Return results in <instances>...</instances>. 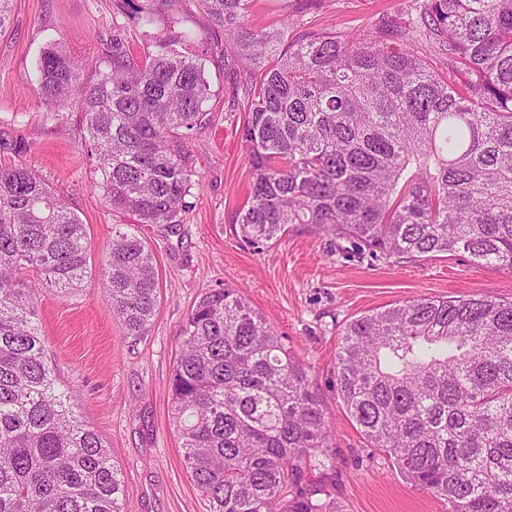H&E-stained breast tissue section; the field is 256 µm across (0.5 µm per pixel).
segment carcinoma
I'll return each instance as SVG.
<instances>
[{
  "label": "carcinoma",
  "mask_w": 512,
  "mask_h": 512,
  "mask_svg": "<svg viewBox=\"0 0 512 512\" xmlns=\"http://www.w3.org/2000/svg\"><path fill=\"white\" fill-rule=\"evenodd\" d=\"M180 0H143L140 24ZM209 27L172 31L134 57L122 32L93 82L59 43L37 61L38 96L79 113L97 186L140 224L184 223L185 140L210 121L203 54L222 46L248 117L251 193L242 239L291 224L372 256L464 251L512 269V0H419L394 30L251 24L253 0H194ZM193 42L201 54H189ZM443 56L436 71L419 55ZM90 271L75 211L22 165L0 167V512H121V470L74 411L37 324L42 287ZM128 336L147 333L159 283L144 241L119 234L101 265ZM172 417L210 512H321L298 489L333 432L300 358L233 288L204 292L182 325ZM347 413L367 442L445 512H512V302L418 298L351 320L336 356Z\"/></svg>",
  "instance_id": "1"
}]
</instances>
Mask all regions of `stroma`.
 I'll use <instances>...</instances> for the list:
<instances>
[{"label":"stroma","mask_w":512,"mask_h":512,"mask_svg":"<svg viewBox=\"0 0 512 512\" xmlns=\"http://www.w3.org/2000/svg\"><path fill=\"white\" fill-rule=\"evenodd\" d=\"M114 0H14L0 34V130L27 145L0 152V164H23L79 215L89 232L93 272L79 290L41 294L39 322L47 357L63 386L76 390L81 419L105 441L124 476L122 512H209L192 481L171 414L170 379L179 331L202 293L233 288L301 359L335 440L326 469L305 473L317 502L334 512H445L444 504L407 483L386 453L370 447L347 413L336 375L343 328L352 319L419 297L474 293L512 301V272L460 251L409 261L358 255L351 244L307 224L279 240L252 245L236 234L251 174L240 130L246 114L233 100L220 52L206 69L213 91L210 122L187 142L199 179L193 208L178 232L138 224L113 211L95 188L96 160L80 142L74 116H59L36 95L35 61L50 43L86 59L85 76L106 71ZM411 0H254L252 20L279 26L293 16L308 29L369 30L405 23ZM136 233L150 248L160 297L146 335H124L106 301L99 267L117 233Z\"/></svg>","instance_id":"stroma-1"}]
</instances>
